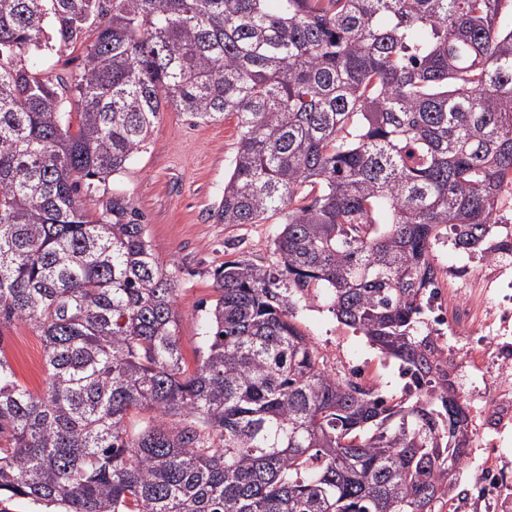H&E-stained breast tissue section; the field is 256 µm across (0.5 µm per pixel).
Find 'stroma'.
<instances>
[{
  "instance_id": "stroma-1",
  "label": "stroma",
  "mask_w": 512,
  "mask_h": 512,
  "mask_svg": "<svg viewBox=\"0 0 512 512\" xmlns=\"http://www.w3.org/2000/svg\"><path fill=\"white\" fill-rule=\"evenodd\" d=\"M94 38V30H87L84 43L62 51H43L29 57L28 64L49 79L78 73L84 64V45ZM238 134L234 116L196 123L177 110L166 109L134 161L112 180L144 215L159 262L177 267L178 336L190 366L199 356V325L216 298L214 268L240 256L269 260L276 230L272 224L228 227L217 223L213 215ZM299 326L324 356L329 370L343 377L359 371L366 384L377 385L393 399L402 397L395 366L364 336L340 324L324 302H317L311 310L302 309ZM1 334L5 339L0 345L20 382L41 389L45 361L39 337L24 323Z\"/></svg>"
}]
</instances>
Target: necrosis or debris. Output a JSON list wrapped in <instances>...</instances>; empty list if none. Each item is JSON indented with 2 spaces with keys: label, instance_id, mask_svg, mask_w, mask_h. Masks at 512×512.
I'll use <instances>...</instances> for the list:
<instances>
[{
  "label": "necrosis or debris",
  "instance_id": "necrosis-or-debris-1",
  "mask_svg": "<svg viewBox=\"0 0 512 512\" xmlns=\"http://www.w3.org/2000/svg\"><path fill=\"white\" fill-rule=\"evenodd\" d=\"M512 225L491 237L480 265L441 271L425 299L430 329L469 409L471 466L449 512H512Z\"/></svg>",
  "mask_w": 512,
  "mask_h": 512
}]
</instances>
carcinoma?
Masks as SVG:
<instances>
[{"mask_svg":"<svg viewBox=\"0 0 512 512\" xmlns=\"http://www.w3.org/2000/svg\"><path fill=\"white\" fill-rule=\"evenodd\" d=\"M505 2L0 0V496L57 512H439L471 439L424 291L434 241L482 252L512 182ZM91 26L78 73L25 65ZM169 106L237 119L218 223L279 225L269 261L215 268L192 370L177 268L130 197H96ZM320 299L416 391L395 402L330 372L298 326ZM16 322L43 342L39 391L5 354Z\"/></svg>","mask_w":512,"mask_h":512,"instance_id":"cac0c4a2","label":"carcinoma"}]
</instances>
